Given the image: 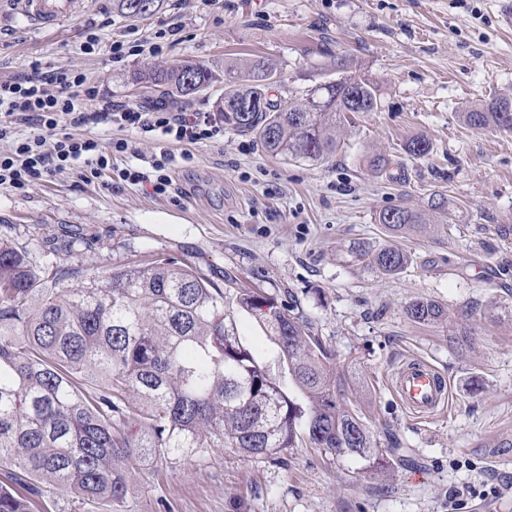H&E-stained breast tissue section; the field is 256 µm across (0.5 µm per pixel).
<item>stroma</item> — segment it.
Masks as SVG:
<instances>
[{
	"label": "stroma",
	"instance_id": "obj_1",
	"mask_svg": "<svg viewBox=\"0 0 512 512\" xmlns=\"http://www.w3.org/2000/svg\"><path fill=\"white\" fill-rule=\"evenodd\" d=\"M113 2L80 0L51 29L0 8V80L37 60L81 70L102 96L132 104L130 76L142 65L258 54L282 64L278 94L289 100L334 79L347 57L378 82L379 109L344 127L336 154L319 161L270 158L229 129L215 142L172 145L180 162L166 196L76 173L2 185L0 243L38 272H108L160 255L189 263L223 290L242 341L276 377L279 348L237 297L261 288L292 302L350 377L345 401L387 466L373 474L305 440L261 458L193 451L132 467L112 512H448L462 487L460 512H512V131L462 118L512 95L503 0H163L137 21ZM92 26L99 44L86 54ZM172 26L178 39L162 54L112 60L113 41ZM417 136L431 146L420 158L404 150ZM372 155L391 159L389 171H371ZM436 193L448 201L447 223L430 219L397 239L378 224L381 210L422 211ZM388 243L408 256L394 276L364 258ZM417 298L442 304L448 324L410 321ZM452 324L470 333L469 346L449 343ZM409 354L447 376L445 413L419 420L397 403L388 380Z\"/></svg>",
	"mask_w": 512,
	"mask_h": 512
}]
</instances>
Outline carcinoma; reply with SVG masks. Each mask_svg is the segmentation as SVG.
Here are the masks:
<instances>
[{
  "instance_id": "1",
  "label": "carcinoma",
  "mask_w": 512,
  "mask_h": 512,
  "mask_svg": "<svg viewBox=\"0 0 512 512\" xmlns=\"http://www.w3.org/2000/svg\"><path fill=\"white\" fill-rule=\"evenodd\" d=\"M159 0H117L128 18L153 14ZM338 77L286 102L285 83L266 57L215 68L194 59L141 66L134 84L162 89L148 104L187 103L224 84L215 107L224 125L252 134L274 158L321 160L336 153L341 132L361 112H376L378 83L342 57ZM495 96L464 113L474 129L512 131ZM261 107L241 112L235 104ZM422 220L406 208L384 209L378 223L400 232ZM385 275L407 255L386 245L370 255ZM239 307L274 337L288 382L275 379L241 341L224 312V292L195 268L169 257L129 263L102 275L55 268L40 275L27 256L0 244V512H50L43 488L71 497L81 512H100L127 494V470L185 451L233 448L247 457L316 448L383 468V453L341 397L348 386L312 324L262 289H245ZM407 317L447 320L433 300H415ZM140 406H131V400Z\"/></svg>"
}]
</instances>
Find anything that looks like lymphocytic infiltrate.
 <instances>
[{
	"label": "lymphocytic infiltrate",
	"mask_w": 512,
	"mask_h": 512,
	"mask_svg": "<svg viewBox=\"0 0 512 512\" xmlns=\"http://www.w3.org/2000/svg\"><path fill=\"white\" fill-rule=\"evenodd\" d=\"M68 128H61V121ZM116 127L120 135L101 144L82 134L87 125ZM152 134L159 142L147 166L131 164L134 149L128 135ZM224 133L206 115L187 120L183 114L159 106L149 110L115 103L99 95L87 76L76 69H50L32 63L27 73L0 80V186L23 189L51 177L81 169L93 177L111 172L116 184H146L154 194L172 190L170 169L176 160L172 142L206 144Z\"/></svg>",
	"instance_id": "1"
}]
</instances>
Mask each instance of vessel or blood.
I'll use <instances>...</instances> for the list:
<instances>
[{"mask_svg":"<svg viewBox=\"0 0 512 512\" xmlns=\"http://www.w3.org/2000/svg\"><path fill=\"white\" fill-rule=\"evenodd\" d=\"M16 13L34 27H51L72 15L76 0H11ZM389 386L403 408L420 419L431 417L438 409L447 408L449 384L432 363L420 357L400 360Z\"/></svg>","mask_w":512,"mask_h":512,"instance_id":"vessel-or-blood-1","label":"vessel or blood"}]
</instances>
